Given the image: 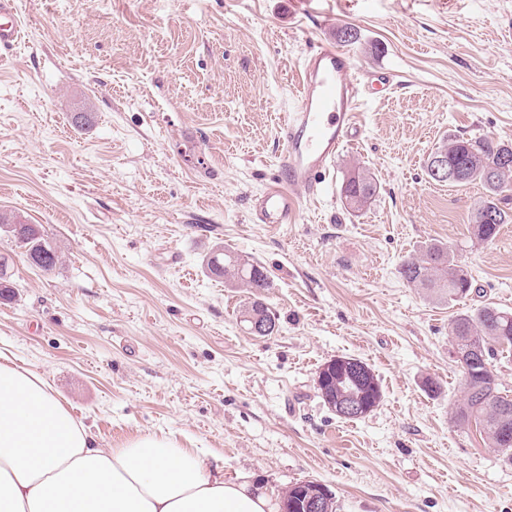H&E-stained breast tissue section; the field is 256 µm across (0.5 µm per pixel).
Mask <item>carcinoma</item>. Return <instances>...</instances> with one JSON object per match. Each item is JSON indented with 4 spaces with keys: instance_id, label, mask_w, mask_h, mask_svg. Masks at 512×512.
Segmentation results:
<instances>
[{
    "instance_id": "1",
    "label": "carcinoma",
    "mask_w": 512,
    "mask_h": 512,
    "mask_svg": "<svg viewBox=\"0 0 512 512\" xmlns=\"http://www.w3.org/2000/svg\"><path fill=\"white\" fill-rule=\"evenodd\" d=\"M445 151L448 163L456 169H465L464 177L448 181L450 185H465L474 181L483 184L485 198L471 216V234L480 241L497 236L504 224L512 223V211L501 206L505 188L512 185V165L500 164L502 156H512V144L496 142L483 137L455 136L435 149ZM377 192L374 178L360 171L350 172L343 182L346 205L361 210ZM0 231L24 249V256L43 271L53 270L59 255L56 247L44 237L38 224H27L11 213L0 214ZM208 270L227 280L242 283L250 289L253 302L242 312V317L263 307L260 295L268 287L267 273L258 263L239 255L215 251L206 260ZM408 284L425 290L438 301L449 302L465 298L474 291L468 271L448 253V248L431 244L410 256L399 268ZM451 353L460 367L463 378L461 399L451 411V420L459 428L479 427L491 447L497 449L507 463H512V398L502 395L501 383L493 371V360L512 351V312L492 304H485L471 314H458L448 325ZM476 349L486 355L485 365L476 366L460 358ZM363 400L368 407H378L382 400L379 379L368 370L364 379Z\"/></svg>"
}]
</instances>
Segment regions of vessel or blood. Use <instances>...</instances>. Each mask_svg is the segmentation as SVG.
Listing matches in <instances>:
<instances>
[{"label": "vessel or blood", "mask_w": 512, "mask_h": 512, "mask_svg": "<svg viewBox=\"0 0 512 512\" xmlns=\"http://www.w3.org/2000/svg\"><path fill=\"white\" fill-rule=\"evenodd\" d=\"M16 0H0V57L21 40ZM352 50L321 42L305 57L300 95L279 129L283 151L276 178L255 197L252 215L261 224H293L301 197L322 196L337 155L360 133L361 101L376 86L390 88V71L355 74Z\"/></svg>", "instance_id": "b4317fda"}]
</instances>
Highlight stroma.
<instances>
[{
	"label": "stroma",
	"mask_w": 512,
	"mask_h": 512,
	"mask_svg": "<svg viewBox=\"0 0 512 512\" xmlns=\"http://www.w3.org/2000/svg\"><path fill=\"white\" fill-rule=\"evenodd\" d=\"M18 4L24 36L0 61V212L41 225L61 259L43 272L0 232L15 285L0 352L105 448L172 434L280 496L323 483L336 512H512V465L450 419L463 384L448 336L455 313L512 312V224L473 238L481 184L426 171L456 136L512 143V0ZM344 26L359 70L403 83L363 101L358 139L297 223L253 222L310 43ZM353 168L378 184L359 211L342 194ZM430 243L477 294L437 304L401 278ZM218 247L264 267L271 335L241 320L249 289L208 272ZM339 356L379 379L362 419L320 396L317 372Z\"/></svg>",
	"instance_id": "obj_1"
}]
</instances>
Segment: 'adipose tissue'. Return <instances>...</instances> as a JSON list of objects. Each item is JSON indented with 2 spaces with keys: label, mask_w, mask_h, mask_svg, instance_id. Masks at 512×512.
<instances>
[{
  "label": "adipose tissue",
  "mask_w": 512,
  "mask_h": 512,
  "mask_svg": "<svg viewBox=\"0 0 512 512\" xmlns=\"http://www.w3.org/2000/svg\"><path fill=\"white\" fill-rule=\"evenodd\" d=\"M200 448L147 434L100 447L38 372L0 361V512H276Z\"/></svg>",
  "instance_id": "adipose-tissue-1"
}]
</instances>
